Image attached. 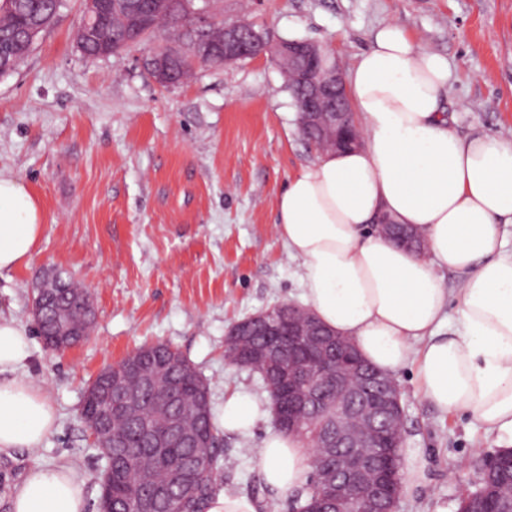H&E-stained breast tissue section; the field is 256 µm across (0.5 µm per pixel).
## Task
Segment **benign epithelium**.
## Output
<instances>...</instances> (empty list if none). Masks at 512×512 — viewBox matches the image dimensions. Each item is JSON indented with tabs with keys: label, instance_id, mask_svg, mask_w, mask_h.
Masks as SVG:
<instances>
[{
	"label": "benign epithelium",
	"instance_id": "benign-epithelium-1",
	"mask_svg": "<svg viewBox=\"0 0 512 512\" xmlns=\"http://www.w3.org/2000/svg\"><path fill=\"white\" fill-rule=\"evenodd\" d=\"M217 32L224 36V64L266 55L274 58L282 74L299 84L303 91L304 106L298 112L300 131L316 136L321 143H330L334 150L345 147L338 125L341 113L346 111V89L338 67L323 71L318 68V61L327 55L322 46L309 40L272 42L238 22L225 23ZM172 53L171 49L153 51L148 60L149 70L168 72L167 57ZM212 55V41H194L191 54L194 64L202 65ZM258 325L270 343L256 356L273 369L279 383L275 418L278 428L298 430L292 410L313 401L312 383L328 382L334 386L336 412L331 415L325 442L329 448H345L347 452L342 461L334 462L332 457L324 456L320 476L325 482V502L336 506V512H352L347 505L353 502L363 505L358 512H394L391 508L394 495L388 494L382 483L372 478L382 455L364 452L366 448L383 445L387 428L403 424L404 409L394 379L365 373L362 360L349 349L348 341L340 337L326 341L318 338V321L310 313L289 318L286 326L264 316L247 318L234 324L228 335L250 336ZM139 355L137 351L127 358L131 367L137 369L129 384L113 375L111 366L99 373L107 399L121 400L131 412L141 402V387L154 379L152 373L138 367ZM356 401L361 402L365 433L353 434L349 427L351 405ZM87 425L103 447H112V410L91 412Z\"/></svg>",
	"mask_w": 512,
	"mask_h": 512
}]
</instances>
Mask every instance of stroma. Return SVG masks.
<instances>
[{
  "mask_svg": "<svg viewBox=\"0 0 512 512\" xmlns=\"http://www.w3.org/2000/svg\"><path fill=\"white\" fill-rule=\"evenodd\" d=\"M212 10L274 42L316 41L343 71L379 26L397 24L447 57L452 130L512 137V0H215ZM83 17V0H65L22 66L0 76V172L24 182L45 212L32 262L0 274V313L27 327L24 373L58 413L40 447L0 454V512H10L30 468L58 464L72 466L87 512H98L105 461L81 418L84 392L143 345L179 349L208 381L215 415L238 392L268 401L257 374L225 362V335L302 301L299 263L275 230L276 202L316 149L300 134L276 63L201 65L162 86L144 67L150 44L87 61L74 40ZM47 272L78 281L95 311L89 337L65 351L45 345L31 311ZM395 381L412 475L397 512H458L495 436L467 411L429 406L414 367ZM273 425L267 417L249 434L225 435L216 483L259 512H297L295 495L275 498L262 479L259 448Z\"/></svg>",
  "mask_w": 512,
  "mask_h": 512,
  "instance_id": "35a3bbf8",
  "label": "stroma"
}]
</instances>
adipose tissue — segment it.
<instances>
[{
	"label": "adipose tissue",
	"mask_w": 512,
	"mask_h": 512,
	"mask_svg": "<svg viewBox=\"0 0 512 512\" xmlns=\"http://www.w3.org/2000/svg\"><path fill=\"white\" fill-rule=\"evenodd\" d=\"M445 56L386 24L344 75L360 147L324 152L288 181L277 201V233L300 263L306 308L347 337L378 370L414 366L423 398L443 412L465 410L512 447V139L462 136L448 125L442 97ZM418 232L417 253L370 224ZM45 223L39 197L0 173V272L26 267ZM459 277L455 291L443 272ZM456 325L444 329L448 310ZM24 325L0 315V452L36 448L57 413L23 368ZM268 414L236 394L224 402V431L243 433ZM262 475L276 496L307 480L310 450L295 435L268 431ZM12 512H86L84 484L66 466H36Z\"/></svg>",
	"instance_id": "adipose-tissue-1"
}]
</instances>
